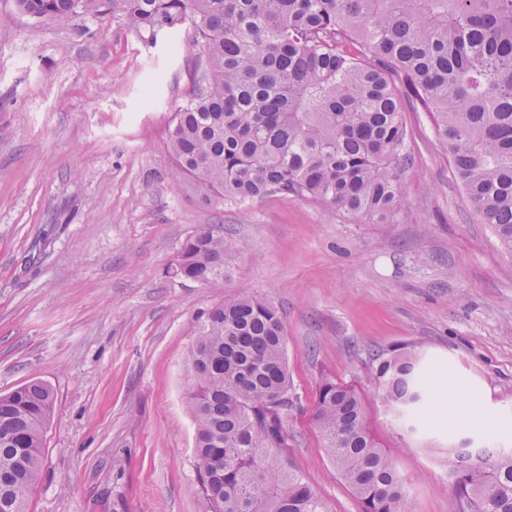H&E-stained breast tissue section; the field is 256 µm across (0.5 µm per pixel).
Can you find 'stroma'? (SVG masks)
Masks as SVG:
<instances>
[{
  "label": "stroma",
  "mask_w": 512,
  "mask_h": 512,
  "mask_svg": "<svg viewBox=\"0 0 512 512\" xmlns=\"http://www.w3.org/2000/svg\"><path fill=\"white\" fill-rule=\"evenodd\" d=\"M201 52L181 27L118 16L34 20L0 0V393L47 384L55 405L30 512H198L186 363L196 319L250 293L280 310L298 397L281 454L329 512H361L312 422L321 376L360 387L405 482L407 512H461L448 445L512 444V254L479 222L432 118L406 106L405 205L354 224L273 195L209 204L177 184L168 125ZM228 247L215 287L172 277L200 228ZM394 346L452 368L475 419L439 401L407 433L371 379Z\"/></svg>",
  "instance_id": "obj_1"
}]
</instances>
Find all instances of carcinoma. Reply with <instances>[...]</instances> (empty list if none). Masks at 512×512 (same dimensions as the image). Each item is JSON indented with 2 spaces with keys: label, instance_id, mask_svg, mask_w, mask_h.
Segmentation results:
<instances>
[{
  "label": "carcinoma",
  "instance_id": "1",
  "mask_svg": "<svg viewBox=\"0 0 512 512\" xmlns=\"http://www.w3.org/2000/svg\"><path fill=\"white\" fill-rule=\"evenodd\" d=\"M34 19L118 15L156 33L187 26L204 51L193 95L172 116L174 178L209 203L280 194L326 203L355 224L403 208L404 102L431 114L480 223L512 252V0H16ZM357 52H352L350 46ZM224 238L202 228L169 274L224 279ZM200 512H329L278 465L296 405L286 328L245 293L197 318L186 369ZM384 403L418 430L430 397L421 357L375 354ZM53 392L0 394V512H28ZM312 421L361 512H406L404 484L366 423L356 386L323 378ZM467 512H512V446H448Z\"/></svg>",
  "mask_w": 512,
  "mask_h": 512
}]
</instances>
